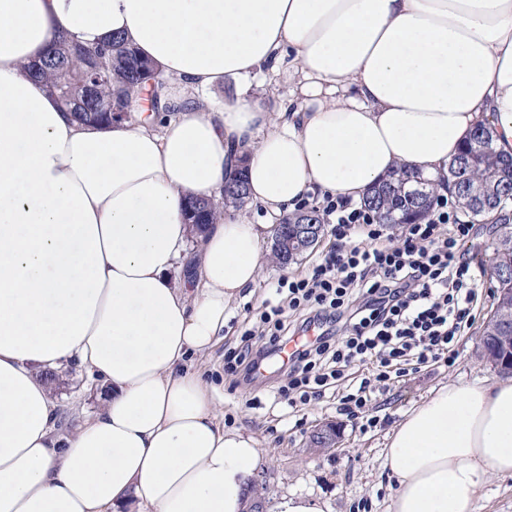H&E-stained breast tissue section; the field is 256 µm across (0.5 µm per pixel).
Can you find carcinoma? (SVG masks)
<instances>
[{"mask_svg": "<svg viewBox=\"0 0 512 512\" xmlns=\"http://www.w3.org/2000/svg\"><path fill=\"white\" fill-rule=\"evenodd\" d=\"M27 75L43 81L55 94L62 108L82 116L87 122H104L112 111V82L127 86L131 97L120 102L125 112H135V101L147 95L150 110L169 112L171 107L162 101L161 92L166 80L161 73L141 61L124 41L115 37L104 45L83 47L72 44L64 33H58L52 49L42 59V67L27 71ZM512 164V157L495 154L491 127L476 129L464 149L448 165V180L455 190V200L472 217L488 213L504 196H512V180L500 178L504 165ZM406 173L394 171L368 194L364 206L394 224H409L424 219L436 196L420 177H413L415 185L407 186ZM200 205L202 223L214 218L221 204L207 199H190ZM321 223L315 209L298 211L282 220L276 238L279 245L272 249V257L281 266L288 265L297 256L285 244L294 233L295 225L310 221ZM502 248L495 257V268L507 270L509 276L493 279L495 294L501 289L512 290V228L504 229ZM512 334V324L502 323L491 315L482 330L489 350L499 348L498 337Z\"/></svg>", "mask_w": 512, "mask_h": 512, "instance_id": "carcinoma-1", "label": "carcinoma"}]
</instances>
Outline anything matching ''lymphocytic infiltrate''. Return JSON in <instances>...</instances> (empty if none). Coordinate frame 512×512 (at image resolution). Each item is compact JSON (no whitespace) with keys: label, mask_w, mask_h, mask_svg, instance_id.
Returning a JSON list of instances; mask_svg holds the SVG:
<instances>
[{"label":"lymphocytic infiltrate","mask_w":512,"mask_h":512,"mask_svg":"<svg viewBox=\"0 0 512 512\" xmlns=\"http://www.w3.org/2000/svg\"><path fill=\"white\" fill-rule=\"evenodd\" d=\"M324 212L335 249L305 275L271 286L261 330L245 331L225 351L224 375L235 386L251 383L288 340L318 329L289 357L286 380L270 399L294 409L338 386V411L372 427L373 393L393 378L454 361L473 326L483 279L464 256L473 227L441 200L426 223L405 225L400 245L388 247L372 211L339 198ZM357 365L368 366L367 375L348 377Z\"/></svg>","instance_id":"f902f5d3"}]
</instances>
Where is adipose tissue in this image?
I'll return each mask as SVG.
<instances>
[{"mask_svg": "<svg viewBox=\"0 0 512 512\" xmlns=\"http://www.w3.org/2000/svg\"><path fill=\"white\" fill-rule=\"evenodd\" d=\"M60 30L122 37L170 111H61L24 74ZM283 70L296 107L250 96ZM483 124L511 156L512 0H0V512H244L260 442L224 430L188 356L257 283L276 220L314 192L363 202L399 168L448 197ZM240 168L268 223L231 205L189 223ZM73 363L100 405L61 435L45 374ZM383 457L387 512H475L512 476V377L436 389Z\"/></svg>", "mask_w": 512, "mask_h": 512, "instance_id": "ef3b65f1", "label": "adipose tissue"}]
</instances>
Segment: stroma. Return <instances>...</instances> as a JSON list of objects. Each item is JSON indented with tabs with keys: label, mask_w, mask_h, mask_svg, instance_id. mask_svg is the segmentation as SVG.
Segmentation results:
<instances>
[{
	"label": "stroma",
	"mask_w": 512,
	"mask_h": 512,
	"mask_svg": "<svg viewBox=\"0 0 512 512\" xmlns=\"http://www.w3.org/2000/svg\"><path fill=\"white\" fill-rule=\"evenodd\" d=\"M335 246V238L327 232L314 249L287 267L267 263L257 284L244 290L218 343L205 356L192 358L191 364L216 387L225 429L255 434L266 448L268 460L256 478L266 504L296 492L319 498L324 512H385L391 489L382 466L383 448L393 425L442 385L457 381L478 384L494 374L477 357V342L492 310V284L484 282L478 290L476 322L461 337L454 363L397 378L373 395L370 411L378 418L377 426L366 429L361 420L340 414L330 394L293 414L278 406L245 409L246 399L266 398L267 391L262 385L248 389L231 386L224 377L225 349L238 344L240 333L249 325L251 310L261 306L272 283L286 274L304 273ZM85 381V373L74 367L60 374L53 400L61 425L71 424L79 411L94 410L95 397L82 391ZM324 422L338 426V443L332 450L315 455L309 452L307 440Z\"/></svg>",
	"instance_id": "obj_1"
}]
</instances>
